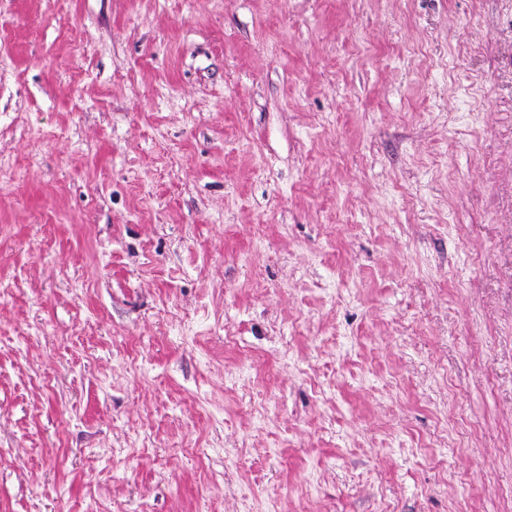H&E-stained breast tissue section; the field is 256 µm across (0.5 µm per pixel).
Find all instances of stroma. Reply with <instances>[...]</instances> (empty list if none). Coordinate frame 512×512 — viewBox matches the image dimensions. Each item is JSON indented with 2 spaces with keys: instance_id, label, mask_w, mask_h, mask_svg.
<instances>
[{
  "instance_id": "35a3bbf8",
  "label": "stroma",
  "mask_w": 512,
  "mask_h": 512,
  "mask_svg": "<svg viewBox=\"0 0 512 512\" xmlns=\"http://www.w3.org/2000/svg\"><path fill=\"white\" fill-rule=\"evenodd\" d=\"M0 512H512V0H0Z\"/></svg>"
}]
</instances>
